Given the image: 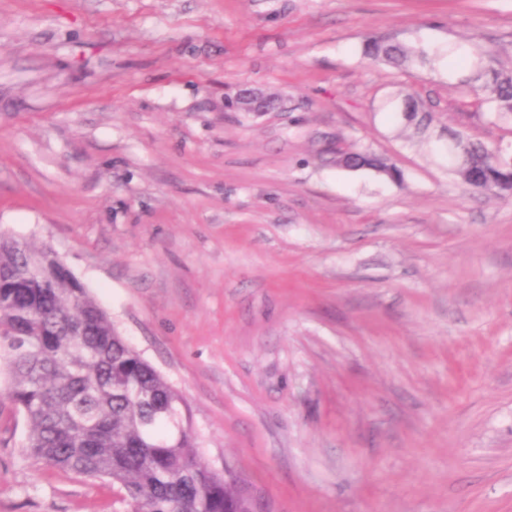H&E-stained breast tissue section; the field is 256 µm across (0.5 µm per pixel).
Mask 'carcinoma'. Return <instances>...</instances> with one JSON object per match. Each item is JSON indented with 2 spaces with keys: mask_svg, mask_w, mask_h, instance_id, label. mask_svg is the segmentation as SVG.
I'll return each instance as SVG.
<instances>
[{
  "mask_svg": "<svg viewBox=\"0 0 512 512\" xmlns=\"http://www.w3.org/2000/svg\"><path fill=\"white\" fill-rule=\"evenodd\" d=\"M460 50L371 40L365 53L396 68H434ZM466 99L512 123V69L490 51L466 57ZM405 125L426 120L419 95L397 93ZM336 163L400 181L394 164L362 150ZM448 174L466 189L512 196V153L448 133ZM0 360L8 398L27 424L24 451L52 466L107 478L127 512H252L253 497L200 459L183 397L129 346L85 286L47 246L0 234Z\"/></svg>",
  "mask_w": 512,
  "mask_h": 512,
  "instance_id": "cac0c4a2",
  "label": "carcinoma"
}]
</instances>
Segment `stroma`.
Masks as SVG:
<instances>
[{
	"mask_svg": "<svg viewBox=\"0 0 512 512\" xmlns=\"http://www.w3.org/2000/svg\"><path fill=\"white\" fill-rule=\"evenodd\" d=\"M386 38L507 67L512 0H0V230L58 254L261 512H512V197L445 154L512 125L457 58H364ZM361 147L402 180L336 165ZM26 433L0 394V512H125ZM397 98L401 108L397 112H402V120L405 125H415L420 127L424 125L426 115L419 116L420 112H427L424 110L419 95L409 87H402L397 93ZM404 112V113H403Z\"/></svg>",
	"mask_w": 512,
	"mask_h": 512,
	"instance_id": "stroma-1",
	"label": "stroma"
}]
</instances>
